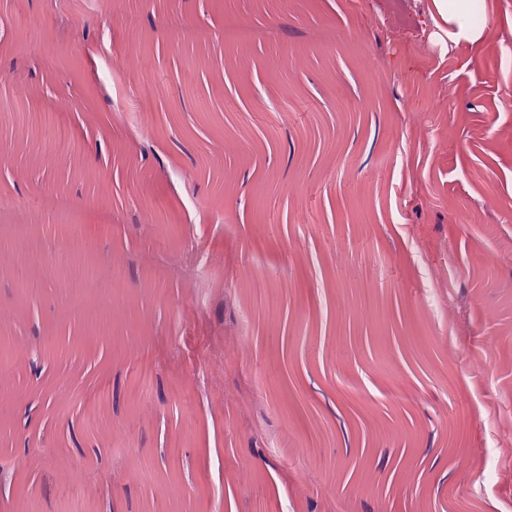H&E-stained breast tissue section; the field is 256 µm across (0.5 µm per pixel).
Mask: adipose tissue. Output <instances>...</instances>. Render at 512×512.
I'll list each match as a JSON object with an SVG mask.
<instances>
[{
  "label": "adipose tissue",
  "mask_w": 512,
  "mask_h": 512,
  "mask_svg": "<svg viewBox=\"0 0 512 512\" xmlns=\"http://www.w3.org/2000/svg\"><path fill=\"white\" fill-rule=\"evenodd\" d=\"M429 12L453 44H473L483 36L486 0H431Z\"/></svg>",
  "instance_id": "ef3b65f1"
}]
</instances>
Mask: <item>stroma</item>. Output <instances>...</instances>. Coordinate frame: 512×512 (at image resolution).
Segmentation results:
<instances>
[{
  "label": "stroma",
  "instance_id": "stroma-1",
  "mask_svg": "<svg viewBox=\"0 0 512 512\" xmlns=\"http://www.w3.org/2000/svg\"><path fill=\"white\" fill-rule=\"evenodd\" d=\"M428 4L0 0V512H512V0ZM486 0H431L429 12L436 26L453 44L479 41L484 33ZM448 25V30L446 26Z\"/></svg>",
  "mask_w": 512,
  "mask_h": 512
}]
</instances>
